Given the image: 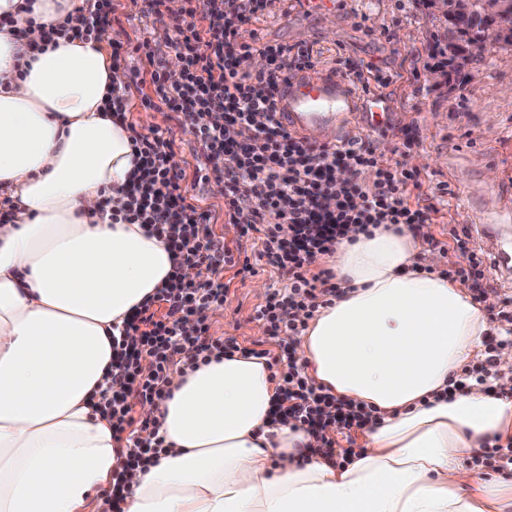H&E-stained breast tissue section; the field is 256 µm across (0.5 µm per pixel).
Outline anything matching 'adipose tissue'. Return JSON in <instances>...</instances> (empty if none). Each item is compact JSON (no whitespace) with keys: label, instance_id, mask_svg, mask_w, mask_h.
I'll use <instances>...</instances> for the list:
<instances>
[{"label":"adipose tissue","instance_id":"ef3b65f1","mask_svg":"<svg viewBox=\"0 0 512 512\" xmlns=\"http://www.w3.org/2000/svg\"><path fill=\"white\" fill-rule=\"evenodd\" d=\"M81 0H0V512H86L120 463L94 404L112 369V327L153 296L172 252L116 224L134 169L108 108L107 32L33 54ZM401 225L350 233L331 268L343 294L309 319L296 356L317 385L374 407L379 422L344 466L301 462L310 436L273 421L264 359L237 353L171 376L159 417L170 451L140 473L125 512H512V482L461 458L512 439V350L497 393L457 370L490 330L492 298L417 268Z\"/></svg>","mask_w":512,"mask_h":512}]
</instances>
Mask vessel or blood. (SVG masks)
Masks as SVG:
<instances>
[{"mask_svg":"<svg viewBox=\"0 0 512 512\" xmlns=\"http://www.w3.org/2000/svg\"><path fill=\"white\" fill-rule=\"evenodd\" d=\"M278 117L283 126L312 141L343 147L365 134L383 131L393 111L391 98L368 93L347 76L323 71L289 76L277 96ZM464 209L475 217L476 234L497 231L512 221V181L504 180L495 191V207L482 202L484 193L472 186L457 189Z\"/></svg>","mask_w":512,"mask_h":512,"instance_id":"vessel-or-blood-1","label":"vessel or blood"}]
</instances>
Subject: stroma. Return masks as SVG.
I'll list each match as a JSON object with an SVG mask.
<instances>
[{
	"mask_svg": "<svg viewBox=\"0 0 512 512\" xmlns=\"http://www.w3.org/2000/svg\"><path fill=\"white\" fill-rule=\"evenodd\" d=\"M332 15L321 16L320 0H275L270 15L244 27V41L259 39L302 46L316 68L370 73V88L395 104L392 126L373 136L377 153L418 173L419 203L438 209L441 220L423 240L418 261L439 273L463 263L431 241L445 225H468L470 211L457 208L449 182L495 189L512 176V51H499L467 71L454 91L432 87L429 44L433 27L415 0H335ZM283 282L266 272L233 278L221 311L210 314V332L235 337L248 347L263 336L251 318L268 289Z\"/></svg>",
	"mask_w": 512,
	"mask_h": 512,
	"instance_id": "obj_1",
	"label": "stroma"
}]
</instances>
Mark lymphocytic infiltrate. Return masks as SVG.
Listing matches in <instances>:
<instances>
[{
	"label": "lymphocytic infiltrate",
	"instance_id": "f902f5d3",
	"mask_svg": "<svg viewBox=\"0 0 512 512\" xmlns=\"http://www.w3.org/2000/svg\"><path fill=\"white\" fill-rule=\"evenodd\" d=\"M141 17L163 21L162 36L137 43L112 42V63L138 57L142 68L127 82L113 85L109 108L125 124L138 158L132 184L118 199L113 223L142 224L172 249L182 265L198 269L195 280L171 275L112 337V370L98 408L112 420L115 439L125 440V461L103 497L102 512H123L125 493L138 474L168 452L156 420L136 421V404L164 403L170 376L197 369L239 352L235 339L213 338L205 314L223 309L229 294L226 271L254 274L267 270L287 278L253 310L264 327L266 348L257 357L286 362L276 384L273 414L294 420L309 432L311 454L349 459L352 449L333 431L363 429L376 423L374 408L336 398L317 386L295 355L294 338L320 308L340 297L330 270L312 272L318 259L332 255L351 228L365 232L382 224L411 231L432 223V210L411 204L421 184L400 163L376 154L371 144L331 148L287 132L277 117L275 92L292 71L312 66L307 50L241 41L240 30L264 14L268 0H185L170 14L167 0H130ZM112 0H83L49 29L47 40L96 34L112 23ZM183 65L181 81L167 78L166 50ZM267 57L264 69L250 67L254 54ZM171 113L190 134L196 159V185L224 186V221L254 232L251 246L227 243L211 225L199 195H188L185 172L175 161V138L159 128L142 132L132 118L135 107ZM204 112L226 114L239 131L227 135L218 122L201 123ZM348 176L336 180L337 165ZM336 199L334 209L319 205ZM454 251L466 256L455 274L479 291L491 269L489 256L471 248L468 227L450 228Z\"/></svg>",
	"mask_w": 512,
	"mask_h": 512
}]
</instances>
